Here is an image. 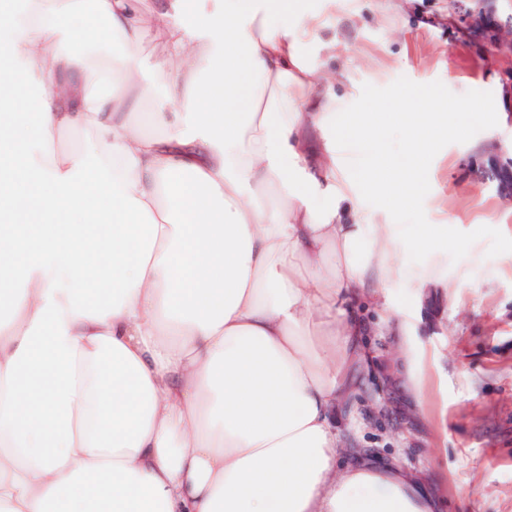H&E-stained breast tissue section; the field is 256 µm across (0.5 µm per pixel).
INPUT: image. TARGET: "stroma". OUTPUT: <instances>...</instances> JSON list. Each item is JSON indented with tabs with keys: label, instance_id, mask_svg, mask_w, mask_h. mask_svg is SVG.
Masks as SVG:
<instances>
[{
	"label": "stroma",
	"instance_id": "stroma-1",
	"mask_svg": "<svg viewBox=\"0 0 512 512\" xmlns=\"http://www.w3.org/2000/svg\"><path fill=\"white\" fill-rule=\"evenodd\" d=\"M449 0H336L335 23L322 42L345 45L333 89L350 107L386 111L394 98L485 104L482 112L449 114L456 137L440 141L421 163L423 188L400 221L409 233L423 224L470 225L476 242L470 276L456 300L419 295L400 282L389 305L407 314L424 375L421 394L407 386L395 331L367 336L370 361L356 364L339 437L349 454L409 472L434 497L438 512H512V206L483 175L496 145L512 143V123H493L490 107L512 99L501 72L512 60L490 56L448 24ZM401 158V136L382 130L356 145L344 176L365 209L378 152Z\"/></svg>",
	"mask_w": 512,
	"mask_h": 512
}]
</instances>
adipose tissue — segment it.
<instances>
[{"label": "adipose tissue", "mask_w": 512, "mask_h": 512, "mask_svg": "<svg viewBox=\"0 0 512 512\" xmlns=\"http://www.w3.org/2000/svg\"><path fill=\"white\" fill-rule=\"evenodd\" d=\"M0 0V512H435L338 420L374 289L453 293L395 215L447 134L400 95L407 162L367 213L342 178L344 100L305 45L333 0ZM163 75L155 91L146 73ZM157 96L146 133L138 109ZM144 59L145 64L149 67L154 60L161 54L162 45L153 30L147 29L135 50Z\"/></svg>", "instance_id": "1"}]
</instances>
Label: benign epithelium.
<instances>
[{"mask_svg":"<svg viewBox=\"0 0 512 512\" xmlns=\"http://www.w3.org/2000/svg\"><path fill=\"white\" fill-rule=\"evenodd\" d=\"M493 0H456L454 16L449 20L467 38H475L480 45L496 42L495 54H512V38L505 29L512 27V15L501 19L492 6ZM490 170L499 197L512 203V147L498 146V153L490 158Z\"/></svg>","mask_w":512,"mask_h":512,"instance_id":"1","label":"benign epithelium"}]
</instances>
